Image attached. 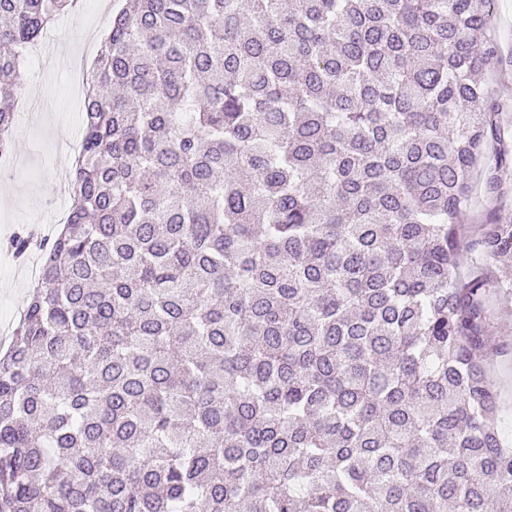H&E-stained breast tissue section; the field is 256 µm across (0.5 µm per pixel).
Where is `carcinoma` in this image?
Wrapping results in <instances>:
<instances>
[{
    "label": "carcinoma",
    "mask_w": 512,
    "mask_h": 512,
    "mask_svg": "<svg viewBox=\"0 0 512 512\" xmlns=\"http://www.w3.org/2000/svg\"><path fill=\"white\" fill-rule=\"evenodd\" d=\"M490 3L128 0L0 353V512H512V208L467 223L512 145ZM72 10L0 0V153L21 49ZM490 336L504 351L490 365L489 377L502 407L499 429L512 444V288L500 290L495 297Z\"/></svg>",
    "instance_id": "obj_1"
}]
</instances>
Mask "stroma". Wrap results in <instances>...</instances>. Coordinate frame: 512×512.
Here are the masks:
<instances>
[{
    "instance_id": "1",
    "label": "stroma",
    "mask_w": 512,
    "mask_h": 512,
    "mask_svg": "<svg viewBox=\"0 0 512 512\" xmlns=\"http://www.w3.org/2000/svg\"><path fill=\"white\" fill-rule=\"evenodd\" d=\"M103 0H80L78 10L61 16L43 35L48 48L26 60L24 92L39 91L46 112L38 119L19 117L14 128L15 148L11 164L0 166V192L9 201L0 204V244L22 229H35L51 236L57 219L48 204L64 198L60 183L70 174V143L81 136L83 113L68 88L67 69L54 65L57 57L84 63L101 24ZM488 35L499 57L486 69L490 99L512 120V0H495ZM28 262L17 261L0 247V327L14 323L25 309L31 288ZM490 334L502 354L489 367V377L498 392L502 412L499 428L512 440V288L500 291L494 300Z\"/></svg>"
}]
</instances>
